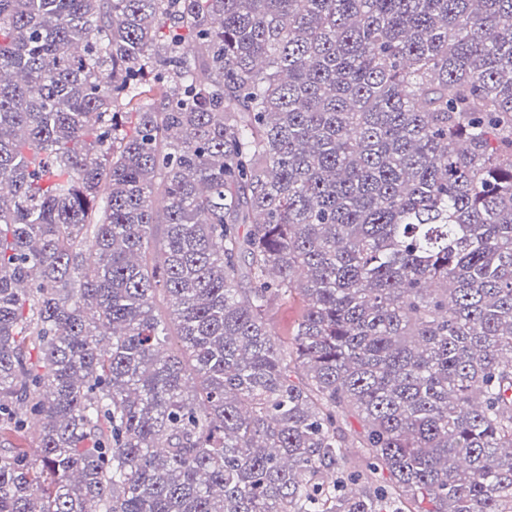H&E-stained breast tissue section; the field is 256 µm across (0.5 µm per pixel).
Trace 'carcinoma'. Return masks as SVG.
<instances>
[{
    "label": "carcinoma",
    "mask_w": 512,
    "mask_h": 512,
    "mask_svg": "<svg viewBox=\"0 0 512 512\" xmlns=\"http://www.w3.org/2000/svg\"><path fill=\"white\" fill-rule=\"evenodd\" d=\"M2 177L0 512H512V0H0ZM303 310L301 297L293 293L281 300L269 313L267 322L282 344L286 345L292 340Z\"/></svg>",
    "instance_id": "1"
}]
</instances>
